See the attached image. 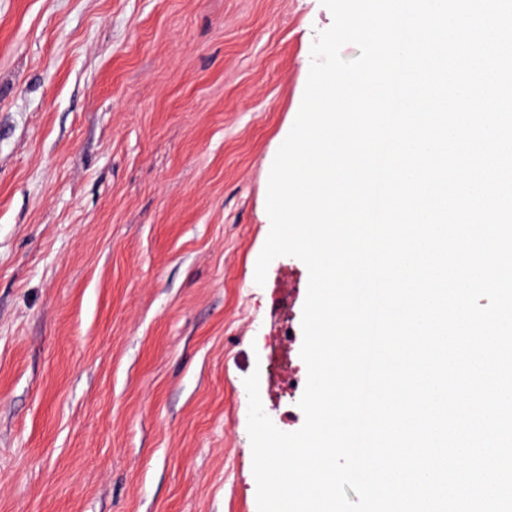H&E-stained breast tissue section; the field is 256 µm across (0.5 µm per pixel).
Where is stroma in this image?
<instances>
[{"label": "stroma", "instance_id": "stroma-1", "mask_svg": "<svg viewBox=\"0 0 512 512\" xmlns=\"http://www.w3.org/2000/svg\"><path fill=\"white\" fill-rule=\"evenodd\" d=\"M321 0H0V512H258L308 270L257 259ZM297 388H289V380Z\"/></svg>", "mask_w": 512, "mask_h": 512}]
</instances>
